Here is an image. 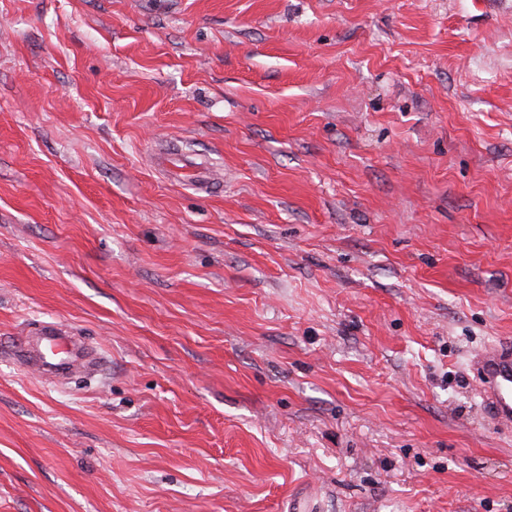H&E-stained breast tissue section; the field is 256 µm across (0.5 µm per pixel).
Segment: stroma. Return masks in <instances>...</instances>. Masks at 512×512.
Here are the masks:
<instances>
[{"mask_svg": "<svg viewBox=\"0 0 512 512\" xmlns=\"http://www.w3.org/2000/svg\"><path fill=\"white\" fill-rule=\"evenodd\" d=\"M505 340L512 0H0V512H512ZM178 155V153L174 152H164L158 154V159L161 164H165L169 166L173 171L179 174H190V178H192V184L197 189L207 188L211 178L207 171L201 169H195V166L191 161L184 158L173 157ZM181 164V165H177ZM195 172V173H194ZM19 352L28 365H33L45 378L67 372L75 365H81L94 357H100L88 345L73 339L63 324L43 323L25 336H18ZM483 402L500 420L512 423V343L499 342L473 362Z\"/></svg>", "mask_w": 512, "mask_h": 512, "instance_id": "35a3bbf8", "label": "stroma"}]
</instances>
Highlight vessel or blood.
Instances as JSON below:
<instances>
[{
    "mask_svg": "<svg viewBox=\"0 0 512 512\" xmlns=\"http://www.w3.org/2000/svg\"><path fill=\"white\" fill-rule=\"evenodd\" d=\"M158 159L176 173L190 175L196 188H206L210 182L209 173L195 169L189 160H177L169 152L159 154ZM17 343L24 361L47 378L88 362L94 354L91 347L73 339L57 322L38 326L18 337ZM473 366L484 403L500 420L512 423V343L489 346L476 356Z\"/></svg>",
    "mask_w": 512,
    "mask_h": 512,
    "instance_id": "b4317fda",
    "label": "vessel or blood"
}]
</instances>
